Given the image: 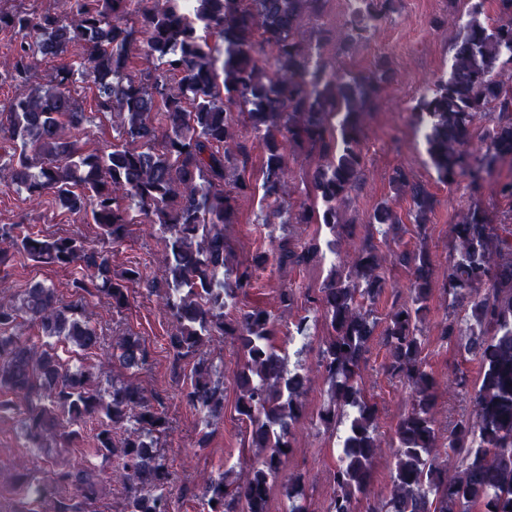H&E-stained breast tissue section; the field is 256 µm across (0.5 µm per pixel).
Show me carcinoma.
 <instances>
[{"label":"carcinoma","mask_w":512,"mask_h":512,"mask_svg":"<svg viewBox=\"0 0 512 512\" xmlns=\"http://www.w3.org/2000/svg\"><path fill=\"white\" fill-rule=\"evenodd\" d=\"M327 3L65 0L62 13L0 9V32L14 35L13 67L0 75L14 88L7 111L0 112L8 141L0 147V186L35 199L52 193L75 221L99 230V245L90 246L76 234L1 224L0 272L22 258L73 269L76 294L101 296L120 313L130 303L127 283L144 275L137 267L112 274L109 248L138 221L169 234L165 306L173 323L167 340L172 370L180 375L182 361L199 354L212 336L233 340L241 353L232 370L235 411L248 425L245 447L262 449L244 483L229 480L228 468L198 489L201 512H267L269 485L288 460L287 432L301 413L306 385L304 375L286 374L287 355L272 342L268 311L224 314L270 259L296 268L317 253L314 244L284 240L273 257L258 252L246 263H230L224 226L234 223L237 195L247 189L238 174L247 157L240 127L249 124L263 141V199L269 215L284 224H311L313 216L304 203L292 212L281 205L288 168L283 139L324 159L312 176L325 205L323 223L336 224L338 206L364 181L360 117L372 110L390 63L380 57L368 76L336 77L300 32L302 20L322 16ZM396 11L397 0H353L340 51L368 40ZM478 14L454 45L448 78L421 95L413 112L441 181L467 175L476 189L483 169L512 159V87L498 71L499 64H512V24L484 23ZM133 16L140 18L138 29L130 24ZM73 47L82 49L79 60L61 63L53 85L32 86L40 61ZM138 50L158 64L131 71L130 56ZM89 82L98 90L96 111L113 113L121 128L107 152L85 153L80 145L88 116L78 91ZM482 113L488 115L484 153L473 166L462 146ZM391 182L409 192L414 223L424 229L437 204L434 194L402 168ZM372 223L393 242L405 232L387 205L375 210ZM454 232L458 254L443 282L452 312L439 339L446 344L459 335V308L476 327L466 351L480 358L479 378L461 370L454 380V388L472 399L473 412L449 424L447 459L439 461V383L422 358L421 328L430 312L433 259L422 244L406 248L396 262L411 272L410 296L392 302L380 343L384 372L408 387L412 407L395 428L389 496L368 512H512V224L495 222L476 203ZM378 264L375 245L365 240L354 248L347 275L334 276L317 296L306 295L324 309L331 328L321 367L332 396L319 419L331 426L348 416L327 512H353L381 448L378 406L359 387L375 329L370 305L383 292ZM146 286L153 293L159 283L148 279ZM25 323L46 342L38 346L16 333ZM52 339L82 351L104 343L82 302L64 303L52 287L37 283L0 293V392L7 395L0 416H15L31 443V455L17 461V486L28 497H51L53 512H89L101 476L70 456L78 427L95 420L96 452L112 460L124 484L123 512H171L173 474L161 452L169 420L161 399L132 382L105 386L88 370L66 367ZM147 359L145 345L133 336L112 346V364L126 371L141 370ZM212 374L213 365L198 359L183 391L189 405L209 415L224 410V383ZM122 428L126 435L118 439ZM303 500L300 480L290 482L288 512H312Z\"/></svg>","instance_id":"1"}]
</instances>
